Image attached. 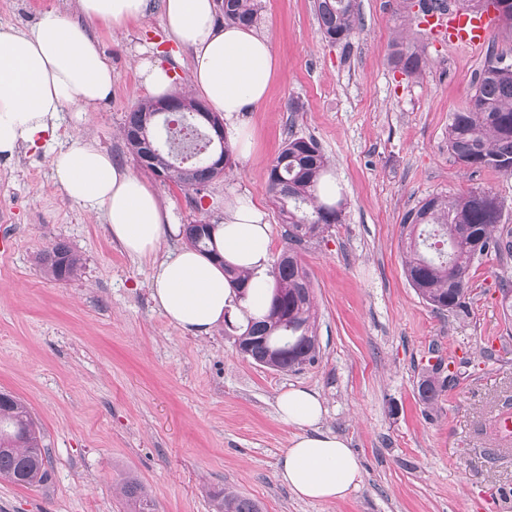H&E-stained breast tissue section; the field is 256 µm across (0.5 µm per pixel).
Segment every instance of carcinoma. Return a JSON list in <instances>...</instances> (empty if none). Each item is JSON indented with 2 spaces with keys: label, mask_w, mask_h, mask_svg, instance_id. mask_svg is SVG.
I'll return each instance as SVG.
<instances>
[{
  "label": "carcinoma",
  "mask_w": 512,
  "mask_h": 512,
  "mask_svg": "<svg viewBox=\"0 0 512 512\" xmlns=\"http://www.w3.org/2000/svg\"><path fill=\"white\" fill-rule=\"evenodd\" d=\"M224 20L252 26L257 23L256 0H223ZM315 13L323 36L333 43H347L359 23L357 0H315ZM391 63L402 73L420 72L421 55L398 48ZM153 100H142L128 112L123 135L134 159L142 160L155 175L184 190L198 191L219 178L203 149L188 158L193 145L179 140L178 146L154 145L145 152L143 143L131 133L143 128L152 115ZM448 153L463 166L512 175V64L494 56L479 74L471 105L450 114ZM328 161L312 138L289 135L268 170L267 184L278 207L281 223L287 226L291 247L288 260L271 266L273 289L269 306L261 318L238 307L240 319L224 321L229 335L260 354L267 346H282L284 353L268 368L296 372L317 362L319 346L313 331L315 305L308 275L294 246L316 238L341 223L344 202L319 201L320 179ZM501 208L486 191L450 197L433 195L418 201L403 220L408 229L410 260L407 280L421 298L439 312H467L470 271L475 260L488 254L512 256V228L500 225ZM185 242L209 256L219 257L212 225L205 222L182 226ZM38 262L57 282L78 275L80 259L64 242L42 251ZM504 322L512 323V283L501 284ZM442 391L435 374L420 379L418 396L427 406L436 404ZM47 456L42 432L28 406L19 398L0 392V479L16 485L36 487L47 479ZM131 512H154L155 503L142 485L125 481ZM215 512H261L258 502L222 490L214 493Z\"/></svg>",
  "instance_id": "obj_1"
}]
</instances>
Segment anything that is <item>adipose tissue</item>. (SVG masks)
<instances>
[{"instance_id": "obj_1", "label": "adipose tissue", "mask_w": 512, "mask_h": 512, "mask_svg": "<svg viewBox=\"0 0 512 512\" xmlns=\"http://www.w3.org/2000/svg\"><path fill=\"white\" fill-rule=\"evenodd\" d=\"M80 20L44 11L27 31H0V156L27 150L52 154L56 183L72 202L102 213L114 242L150 263L152 298L175 326L205 336L223 319L233 290L220 265L185 247L159 255L176 232L154 191L96 142L75 137L58 147L64 110L82 115L112 95V66L91 27L120 28L143 17L149 0H78ZM168 37L192 57L191 89L224 116L228 139L241 158L254 150L250 128L238 118L267 99L277 61L268 36L235 24L217 26L215 0H163ZM226 262L250 274L246 306L262 314L271 288L270 225L247 195L234 196L215 230ZM279 417L294 434L276 476L298 498L352 497L364 475L346 439L324 430L317 391L292 386L278 397Z\"/></svg>"}]
</instances>
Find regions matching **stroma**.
Masks as SVG:
<instances>
[{"label":"stroma","mask_w":512,"mask_h":512,"mask_svg":"<svg viewBox=\"0 0 512 512\" xmlns=\"http://www.w3.org/2000/svg\"><path fill=\"white\" fill-rule=\"evenodd\" d=\"M257 33L279 62L268 98L242 116L256 148L204 194L141 168L122 135L147 91L144 56L162 60L172 90L189 94L191 56L170 41L160 5L123 28L94 26L112 63V97L75 117L59 146L94 139L147 182L177 224L217 223L224 201L250 193L271 225V253L287 247L267 173L287 134L313 138L343 187L342 222L297 252L317 308V363L298 373L256 365L216 327L195 337L151 297V266L113 242L102 214L58 189L50 154L0 157V392L37 420L50 465L25 488L0 479V512H129L126 477L157 512H212L226 490L263 512H512V439L496 421L512 412V337L500 306L512 257L471 269L468 313L432 309L408 282L402 218L429 195L495 196L512 225V175L473 171L448 152V117L469 106L489 53L512 62V31L473 51L426 33L402 0H358L349 45L326 41L315 0H257ZM79 20L75 0H0V29L26 31L43 10ZM417 48L418 76L391 64L396 45ZM63 241L83 259L75 280L47 278L36 255ZM454 376L436 406L418 399L432 368ZM292 386L315 389L323 428L345 438L363 471L351 498L307 502L276 477L293 430L277 413Z\"/></svg>","instance_id":"stroma-1"}]
</instances>
